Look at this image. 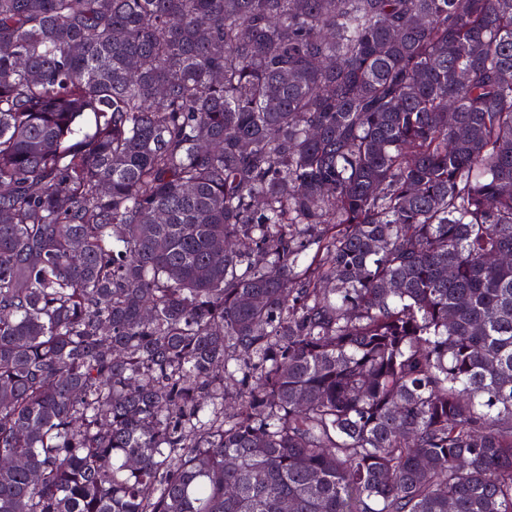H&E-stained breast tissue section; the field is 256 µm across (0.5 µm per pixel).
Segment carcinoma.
<instances>
[{"label":"carcinoma","instance_id":"obj_1","mask_svg":"<svg viewBox=\"0 0 512 512\" xmlns=\"http://www.w3.org/2000/svg\"><path fill=\"white\" fill-rule=\"evenodd\" d=\"M512 0H0V512H512Z\"/></svg>","mask_w":512,"mask_h":512}]
</instances>
